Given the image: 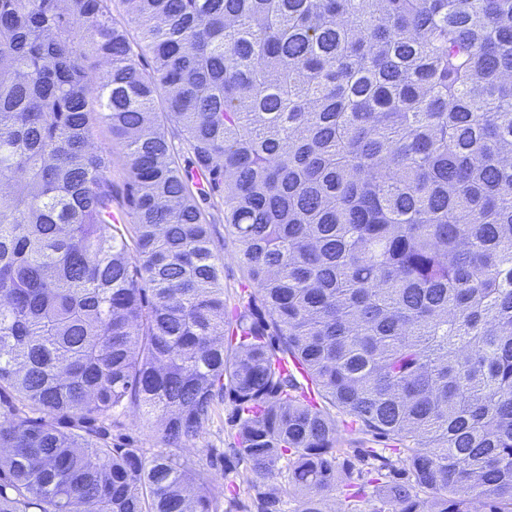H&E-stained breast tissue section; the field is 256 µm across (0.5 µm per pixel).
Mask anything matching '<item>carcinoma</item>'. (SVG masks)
<instances>
[{
  "label": "carcinoma",
  "instance_id": "1",
  "mask_svg": "<svg viewBox=\"0 0 512 512\" xmlns=\"http://www.w3.org/2000/svg\"><path fill=\"white\" fill-rule=\"evenodd\" d=\"M121 2L0 0V512H224L181 449L227 391L295 512L364 493L331 407L397 443L381 512H512V0ZM127 406L167 450L106 440ZM93 140L94 149L107 154L111 159L109 176L117 186H122L126 175V166L120 147L112 141L111 134L100 126ZM213 248L224 259V305L231 314L251 313L262 308L260 294L239 261L238 245L224 221L212 224Z\"/></svg>",
  "mask_w": 512,
  "mask_h": 512
}]
</instances>
